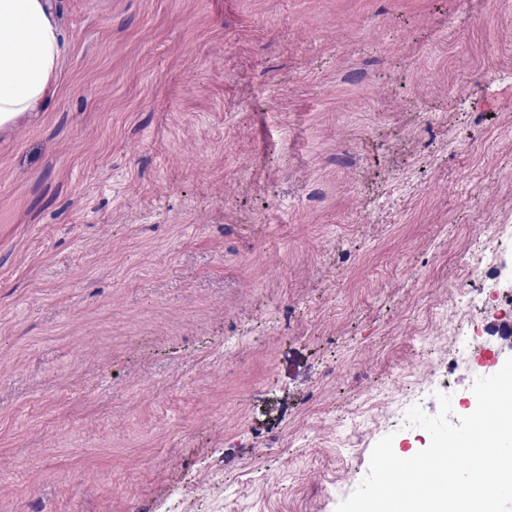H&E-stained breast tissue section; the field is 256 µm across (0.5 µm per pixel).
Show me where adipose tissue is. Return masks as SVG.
I'll use <instances>...</instances> for the list:
<instances>
[{
  "label": "adipose tissue",
  "instance_id": "adipose-tissue-1",
  "mask_svg": "<svg viewBox=\"0 0 512 512\" xmlns=\"http://www.w3.org/2000/svg\"><path fill=\"white\" fill-rule=\"evenodd\" d=\"M59 53L50 0H0V127L56 95Z\"/></svg>",
  "mask_w": 512,
  "mask_h": 512
}]
</instances>
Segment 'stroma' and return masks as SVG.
<instances>
[{
  "label": "stroma",
  "instance_id": "35a3bbf8",
  "mask_svg": "<svg viewBox=\"0 0 512 512\" xmlns=\"http://www.w3.org/2000/svg\"><path fill=\"white\" fill-rule=\"evenodd\" d=\"M52 4L58 92L0 129V512H336L412 405L475 410L512 0Z\"/></svg>",
  "mask_w": 512,
  "mask_h": 512
}]
</instances>
